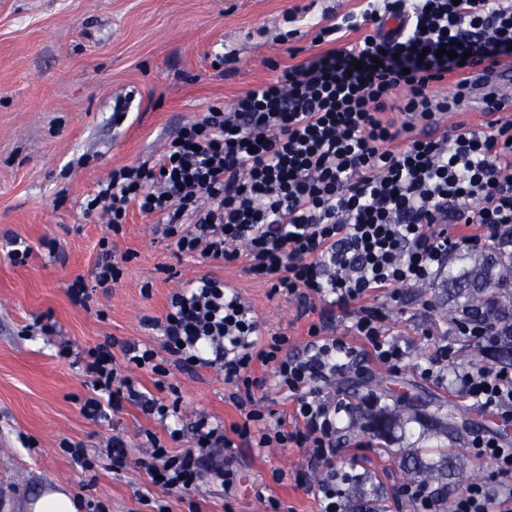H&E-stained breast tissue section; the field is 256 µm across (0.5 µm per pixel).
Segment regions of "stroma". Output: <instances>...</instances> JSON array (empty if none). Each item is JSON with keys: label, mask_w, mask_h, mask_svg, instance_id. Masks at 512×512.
Instances as JSON below:
<instances>
[{"label": "stroma", "mask_w": 512, "mask_h": 512, "mask_svg": "<svg viewBox=\"0 0 512 512\" xmlns=\"http://www.w3.org/2000/svg\"><path fill=\"white\" fill-rule=\"evenodd\" d=\"M358 0H0V512H30L28 505L47 490L74 494L77 512L91 503L109 512H141L138 490L149 480L135 469L112 472L100 466L87 474L59 448L62 439L88 450L112 434L137 445L143 431L168 433L138 407L125 406L110 420L81 412L92 389L78 366L61 356L64 346L80 352L109 338L159 344L160 332L143 325L163 316L170 293L203 275L236 282L242 298L268 333L307 341L309 317L284 296L269 297L265 283L242 264L218 265L201 258H176L155 231L154 218L130 209L123 231L112 237L117 255H129L115 288L97 293L92 310L74 305L67 286L90 276L99 258L104 219L85 215V202L117 167L157 154L164 142L212 105L238 95L276 74L277 68L316 58L319 47L309 29L321 16H339ZM298 12L286 23L284 16ZM291 32L290 41L277 35ZM17 236L32 253L12 263L7 240ZM58 239L62 254L42 248ZM174 277H167L166 268ZM151 284L150 296L141 288ZM400 302H385L386 332L402 339L411 358L396 373L360 368L336 389L351 406L343 417L331 464L356 475L346 485L349 512L359 502L381 512H412L397 500L402 475L399 452L421 450L434 463L438 451L465 453L472 434L498 437L512 446V422L456 400L458 436L432 425L423 408L385 432L372 418L393 409L379 382L412 385L424 397L447 400L444 388L423 378L420 363L430 356L428 336L447 325L443 309L454 303L446 284L406 287ZM431 301L435 314L422 304ZM43 317L53 330L29 336L26 325ZM182 420L206 413L227 424L241 414L229 401L222 373L172 370ZM239 490L234 512H266L265 497L280 500L284 512H315L316 503L301 475L299 449H241L233 462ZM283 480H275V472Z\"/></svg>", "instance_id": "35a3bbf8"}]
</instances>
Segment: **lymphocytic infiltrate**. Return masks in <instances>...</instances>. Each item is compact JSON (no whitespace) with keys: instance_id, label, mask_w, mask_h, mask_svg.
<instances>
[{"instance_id":"1","label":"lymphocytic infiltrate","mask_w":512,"mask_h":512,"mask_svg":"<svg viewBox=\"0 0 512 512\" xmlns=\"http://www.w3.org/2000/svg\"><path fill=\"white\" fill-rule=\"evenodd\" d=\"M313 32L323 49L316 59L283 69L229 107H209L158 158L112 170L84 207L115 234L138 207L156 217L175 256L243 262L270 295L295 300L301 315L316 313L308 342L298 351L286 335L263 332L251 306L218 278L175 289L163 317L143 319L160 329L159 346L121 340L87 351L82 372L96 390L81 410L105 420L128 403L163 424L180 412L179 399L164 395L171 369L209 368L231 385L241 422L227 427L199 414L170 429L169 441H192L180 452L151 431L135 448L112 435L97 455L62 440L82 472L104 456L113 470L139 469L182 498L216 484L229 501L240 449L301 448L309 465L330 463L344 406L329 389L358 365L394 372L408 357L401 341L386 338L369 298L398 299L401 287L434 281L452 254L512 236V121L408 137L388 118L396 110L437 124L474 92L471 69L512 65V0H363L358 10L322 17ZM457 47L460 56L437 55ZM455 72L453 93L437 94L434 83ZM99 248L90 278L68 287L84 308L91 287L113 288L123 275L111 242L100 239ZM340 312L350 317V336L332 333ZM511 332L452 320L422 374L443 383L456 342L490 345ZM258 366L270 378L255 376ZM138 370L154 375L153 390L140 385ZM455 375L451 397L512 421V366L461 365ZM270 381L287 395L291 417L256 399ZM467 451L494 462L493 484L469 486L449 499L448 512H512V448L479 435Z\"/></svg>"}]
</instances>
